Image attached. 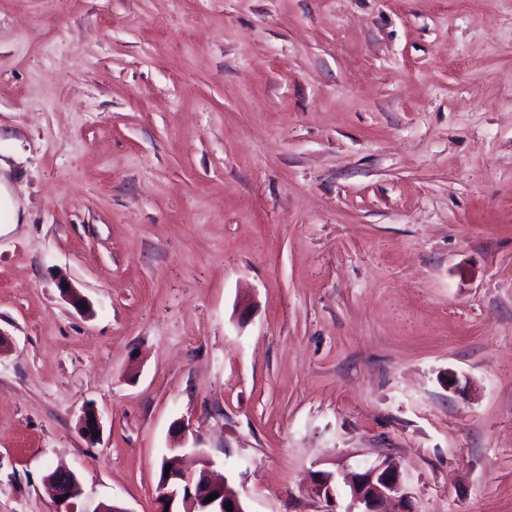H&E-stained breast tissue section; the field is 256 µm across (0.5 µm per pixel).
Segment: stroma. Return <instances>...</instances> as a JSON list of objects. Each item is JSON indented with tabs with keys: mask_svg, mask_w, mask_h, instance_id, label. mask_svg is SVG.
<instances>
[{
	"mask_svg": "<svg viewBox=\"0 0 512 512\" xmlns=\"http://www.w3.org/2000/svg\"><path fill=\"white\" fill-rule=\"evenodd\" d=\"M0 182V512H512V0H0ZM0 205L3 211L0 223L5 225V229L8 225L20 224L19 222L24 218V210L20 213L18 202L8 192L4 184L0 185ZM199 464L198 476L179 467H170L157 490L160 512H229L228 503L233 505L232 512H246L240 494L228 480L215 482L208 477L211 461L202 451H199ZM212 492L218 493V497L205 502ZM342 481L351 497V505L345 512H383L378 509L387 500L398 503V509L393 512H414L404 492L401 472L391 459L360 466L343 474ZM53 471L49 472L46 477L50 486L55 492V498L59 505L57 512H77V501L84 495L83 484L78 475L69 470L57 469L55 475ZM58 497H64L63 501H58ZM338 486L336 473L332 471H317L311 485V493L326 502L336 501Z\"/></svg>",
	"mask_w": 512,
	"mask_h": 512,
	"instance_id": "obj_1",
	"label": "stroma"
}]
</instances>
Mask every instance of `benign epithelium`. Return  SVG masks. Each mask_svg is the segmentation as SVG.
Segmentation results:
<instances>
[{"mask_svg": "<svg viewBox=\"0 0 512 512\" xmlns=\"http://www.w3.org/2000/svg\"><path fill=\"white\" fill-rule=\"evenodd\" d=\"M84 438L90 442L100 432V417L94 406H87L81 417ZM199 474L188 473L179 467H172L168 476L158 488L157 500L160 512H245L244 502L238 491L228 481L215 482L208 479L211 461L205 453H199ZM58 502L57 512H77V501L84 495L83 484L78 475L69 470L58 469L47 478ZM344 485L349 489L351 505L346 512H379V507L388 500L398 503L396 512H413L408 496L404 492L402 475L398 466L390 459L366 464L342 475ZM338 486L336 473L316 472L311 493L327 502L336 501ZM218 497L208 502L211 493ZM233 505L227 510L226 505Z\"/></svg>", "mask_w": 512, "mask_h": 512, "instance_id": "1", "label": "benign epithelium"}]
</instances>
